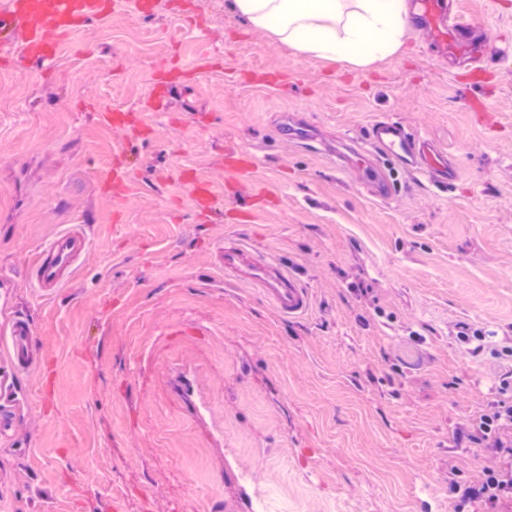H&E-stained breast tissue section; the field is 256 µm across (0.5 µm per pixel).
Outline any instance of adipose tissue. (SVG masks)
I'll use <instances>...</instances> for the list:
<instances>
[{
  "label": "adipose tissue",
  "instance_id": "obj_1",
  "mask_svg": "<svg viewBox=\"0 0 512 512\" xmlns=\"http://www.w3.org/2000/svg\"><path fill=\"white\" fill-rule=\"evenodd\" d=\"M252 26L305 55L366 69L405 43L403 0H232Z\"/></svg>",
  "mask_w": 512,
  "mask_h": 512
}]
</instances>
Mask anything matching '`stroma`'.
<instances>
[{
  "label": "stroma",
  "mask_w": 512,
  "mask_h": 512,
  "mask_svg": "<svg viewBox=\"0 0 512 512\" xmlns=\"http://www.w3.org/2000/svg\"><path fill=\"white\" fill-rule=\"evenodd\" d=\"M132 0L0 67V332L26 315L36 361L0 434V512H454L490 449L472 437L512 359V0H455L482 64L410 26L361 71L252 30L226 0ZM298 113L321 152L280 130ZM123 117L107 125L102 115ZM390 119L456 166L384 156L388 196L328 155ZM255 168L226 166L237 152ZM70 224L90 251L42 296L27 268ZM239 240L312 306L290 318L226 280ZM458 339L463 342L469 351L474 354L490 352L493 355H512V346H501L494 336H469L465 332H460Z\"/></svg>",
  "instance_id": "35a3bbf8"
}]
</instances>
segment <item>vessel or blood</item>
I'll use <instances>...</instances> for the list:
<instances>
[{
	"instance_id": "b4317fda",
	"label": "vessel or blood",
	"mask_w": 512,
	"mask_h": 512,
	"mask_svg": "<svg viewBox=\"0 0 512 512\" xmlns=\"http://www.w3.org/2000/svg\"><path fill=\"white\" fill-rule=\"evenodd\" d=\"M420 11L425 25L436 30V45L463 46L471 55L479 54V47L465 43L462 37L464 19H454L441 29L437 26L436 0H421ZM105 17L101 0H8L0 9V60L19 66L44 64L54 58L61 44L72 39L83 22ZM369 141L376 151L394 155L405 170L442 180L448 177L447 158L431 142L410 135L398 122L375 121ZM89 250L86 225H68L39 246L28 276L40 292L54 293L71 281ZM219 263L226 277L258 288L283 313L299 316L309 310L308 291L279 262L255 249L241 243L224 248ZM10 336L9 357L16 369H26L35 357L27 322L14 321Z\"/></svg>"
}]
</instances>
